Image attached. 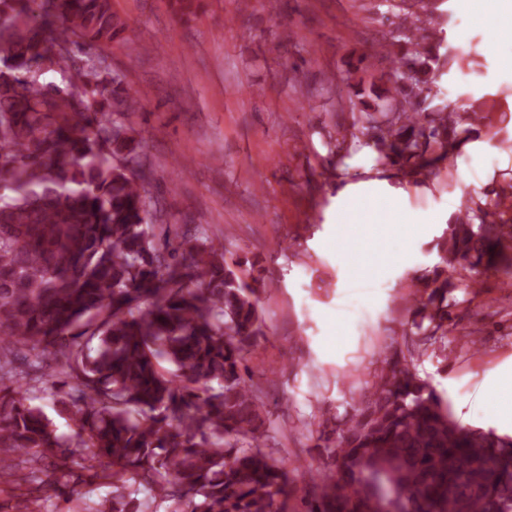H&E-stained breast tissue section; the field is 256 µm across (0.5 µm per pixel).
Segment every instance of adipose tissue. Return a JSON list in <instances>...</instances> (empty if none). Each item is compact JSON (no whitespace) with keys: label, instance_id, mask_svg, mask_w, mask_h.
I'll list each match as a JSON object with an SVG mask.
<instances>
[{"label":"adipose tissue","instance_id":"adipose-tissue-1","mask_svg":"<svg viewBox=\"0 0 512 512\" xmlns=\"http://www.w3.org/2000/svg\"><path fill=\"white\" fill-rule=\"evenodd\" d=\"M348 200L337 210L340 224H378L386 217H394L396 224L408 225L410 232H417L414 217L400 213L401 191L378 180L359 182L349 187Z\"/></svg>","mask_w":512,"mask_h":512}]
</instances>
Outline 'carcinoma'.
Wrapping results in <instances>:
<instances>
[{"instance_id":"1","label":"carcinoma","mask_w":512,"mask_h":512,"mask_svg":"<svg viewBox=\"0 0 512 512\" xmlns=\"http://www.w3.org/2000/svg\"><path fill=\"white\" fill-rule=\"evenodd\" d=\"M394 60L386 95L351 137L381 166L427 175L482 124L438 82L460 57L441 46L448 0H385ZM125 22L112 0H0V485L15 512L58 496L72 448L112 500L84 512H284L249 362L264 336L261 277L223 244L181 233L149 190L131 117L140 99L112 64ZM49 72L59 82H44ZM512 183L446 224L439 261L408 285L411 348L393 350L344 416L323 419L309 512H512V436L468 428L410 369L448 335V273L469 288L512 277ZM51 389L77 442L30 394ZM43 473L47 479L38 477Z\"/></svg>"}]
</instances>
